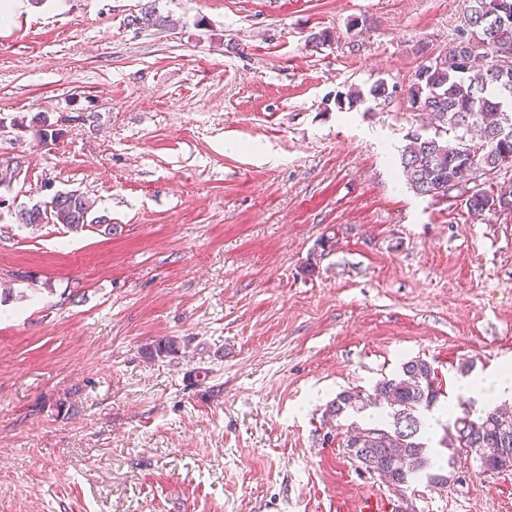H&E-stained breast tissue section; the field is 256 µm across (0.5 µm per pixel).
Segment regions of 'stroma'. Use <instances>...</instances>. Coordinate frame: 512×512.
Listing matches in <instances>:
<instances>
[{
  "mask_svg": "<svg viewBox=\"0 0 512 512\" xmlns=\"http://www.w3.org/2000/svg\"><path fill=\"white\" fill-rule=\"evenodd\" d=\"M150 4L171 28L128 25ZM467 7L30 0L0 27V116L64 130L0 133V512H357L389 495L341 446L371 412L326 410L415 359L443 385L430 456L460 475H418V512H512V474L441 443L512 361V212L400 168L406 91ZM57 190L113 233L21 226ZM24 118H21V121L17 120V117L12 118V126L18 127L25 131H31L35 134V136L39 137L42 140H47L48 138L52 141L61 136L62 129L60 128H52L55 127L53 124L47 122V118L40 115H34L30 120V125L24 124Z\"/></svg>",
  "mask_w": 512,
  "mask_h": 512,
  "instance_id": "stroma-1",
  "label": "stroma"
}]
</instances>
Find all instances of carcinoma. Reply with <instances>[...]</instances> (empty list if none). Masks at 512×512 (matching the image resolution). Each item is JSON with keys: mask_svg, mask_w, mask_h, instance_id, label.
Masks as SVG:
<instances>
[{"mask_svg": "<svg viewBox=\"0 0 512 512\" xmlns=\"http://www.w3.org/2000/svg\"><path fill=\"white\" fill-rule=\"evenodd\" d=\"M468 2L456 40L489 29L482 63L474 64L455 48L440 52L430 64L418 67L407 92L412 111L419 117L432 116L436 122L434 134L413 135L401 155L410 187L424 197L448 193L450 183L465 186L479 172L512 171V135H502L503 129H512V72L500 77L496 71L500 61H512V0ZM130 24L162 30L172 20L147 6L141 15L131 16ZM11 122L44 141L61 136L60 129L44 116H33L28 125L15 118ZM466 205L475 217L487 211H512V179L506 178L494 193L473 192ZM93 207L80 192L59 191L48 204L21 210L19 220L26 227L52 222L78 232L101 226ZM441 395L434 368L424 360H410L398 377L381 380L371 393L340 394L328 413L337 418L349 409L361 412L386 402L376 420L346 435L342 447L353 449L355 462L373 470L386 486L406 491L419 473L434 467L423 441V412L431 410ZM472 414L465 408L454 417L449 446L473 455L484 474L512 472V458L504 457L505 450H512V415L496 409H486L475 419Z\"/></svg>", "mask_w": 512, "mask_h": 512, "instance_id": "cac0c4a2", "label": "carcinoma"}]
</instances>
